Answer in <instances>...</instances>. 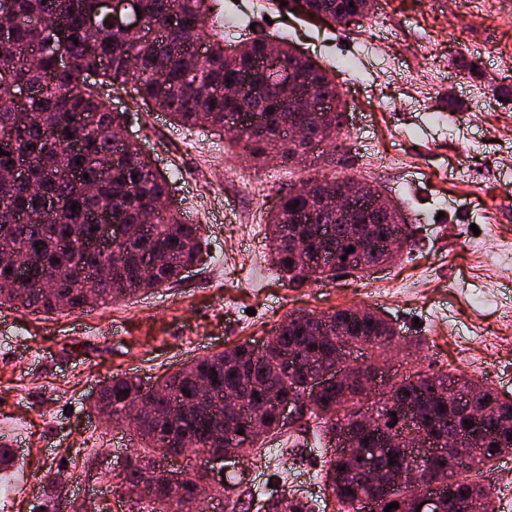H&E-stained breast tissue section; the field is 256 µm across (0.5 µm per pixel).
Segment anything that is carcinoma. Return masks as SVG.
Instances as JSON below:
<instances>
[{
    "mask_svg": "<svg viewBox=\"0 0 512 512\" xmlns=\"http://www.w3.org/2000/svg\"><path fill=\"white\" fill-rule=\"evenodd\" d=\"M129 11L141 12V21L160 33L147 41L139 31L112 23L102 0H0V28L12 27L13 43L0 48V141L9 145L0 155V238L9 239L16 249L38 252L39 262L26 271L22 287L0 288V308L26 310L46 315L73 312L89 307L84 278L77 270L97 273L104 264H118L116 270L98 279L97 304L168 287L181 280L186 268L198 263L202 254V225L180 214L157 209L159 199L170 193L171 182L153 168L136 145L116 147L109 143L120 126L121 113L112 110L110 92L134 84L137 96L147 106L169 114L187 126L225 127L226 113L250 112L255 127L228 133L235 154L252 161L280 158L292 160L306 152L310 143L331 140L340 133L342 105L331 76L311 57L285 42L277 43L283 65L295 70L299 83L292 89L269 83L261 63L271 38L256 37L224 45L223 0H129ZM289 9L303 16L329 14L339 25L350 17L364 20L374 14L376 0H286ZM55 18L57 22L31 27L17 22L20 17ZM236 49L232 57L228 50ZM64 52L71 66L56 68L57 55ZM96 79L86 83L85 74ZM246 74L248 84L238 96L220 93L226 82ZM28 84L37 88L24 111H17L14 88ZM309 92L328 99L333 108L308 121L310 138L281 150L280 139L288 131L298 97ZM16 166L27 169L24 182L10 180L5 173ZM313 194L302 197L288 191L281 194L267 226L272 242L270 261L291 285L323 280L339 273L358 274L359 263L369 269L389 261L381 249L365 250L352 236V224H393L402 230L407 217L402 212L373 216L366 202L354 199L349 220L341 221L327 208L325 198L340 189L351 190L352 177L314 179ZM76 209H71L72 204ZM155 213L147 226L142 216ZM22 213L35 219L19 224ZM102 216L121 226V236L106 255H90L85 243L94 235ZM330 227L331 257L320 267L309 263L308 244L312 226ZM151 238L155 254L143 252L145 238ZM350 247L355 251L346 253ZM347 259H342V256ZM398 336L397 328L370 309L347 307L330 313L308 314L306 319L286 320L275 331V340L257 352L248 344L197 358L155 385L158 416L132 426L139 446L131 451L134 464L119 482L137 487L148 467L167 475L174 495L154 502L132 500L131 512H198L207 488L202 477L191 478L185 471L168 468L174 441L194 440L200 448H211L217 435H225V446L245 456H264L265 441L282 434L273 409L256 412L248 420L240 417L244 434H224V415H212L191 406L196 380L212 372L225 385H240L255 408L254 395L268 386L282 387L284 395L298 398L306 382L290 378L291 355L304 352L313 375L334 370L330 358L336 345L345 343L355 350L383 353ZM481 387L480 406L492 418L494 436L481 446L458 475V488L484 502V512H498L495 494L489 486L470 476L484 473V467L506 453H512V399L502 396L482 380L465 373L417 371L393 383L371 398L333 383L324 387L306 407L300 432L310 433L314 446L321 441L340 443L336 436L357 426L363 414L377 417L382 428L402 434L407 395L454 387ZM138 379L115 375L94 396L91 409L107 408L112 421L130 418L128 401L139 394ZM174 405L184 417L176 427L163 416ZM415 416L435 424L443 437L463 426V416L446 401H428ZM392 453L383 450L369 460H338L333 454L325 461L324 499H335L337 512H362L368 489L364 483L368 466L388 467ZM280 488L255 490L237 495L232 512H249L256 501L267 505L265 512H278Z\"/></svg>",
    "mask_w": 512,
    "mask_h": 512,
    "instance_id": "carcinoma-1",
    "label": "carcinoma"
}]
</instances>
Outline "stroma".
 I'll return each mask as SVG.
<instances>
[{"label":"stroma","mask_w":512,"mask_h":512,"mask_svg":"<svg viewBox=\"0 0 512 512\" xmlns=\"http://www.w3.org/2000/svg\"><path fill=\"white\" fill-rule=\"evenodd\" d=\"M224 4L226 39L287 32L344 86L341 133L292 162L244 164L224 129L126 105L125 129L169 177L173 209L203 228L202 261L176 285L83 312L0 309V435L16 453L0 475V512H42L57 479L69 500L130 512L112 493L130 429L90 413L98 386L115 374L149 386L190 360L261 347L292 315L372 308L423 344L388 359V380L465 373L512 397V266L496 260L512 242V0H379L376 24L342 30L256 0ZM240 165L267 181H247ZM344 176L397 201L413 250L355 276L289 286L267 261V215L280 192ZM321 468L316 455L298 470L257 458L235 474L288 487Z\"/></svg>","instance_id":"35a3bbf8"}]
</instances>
